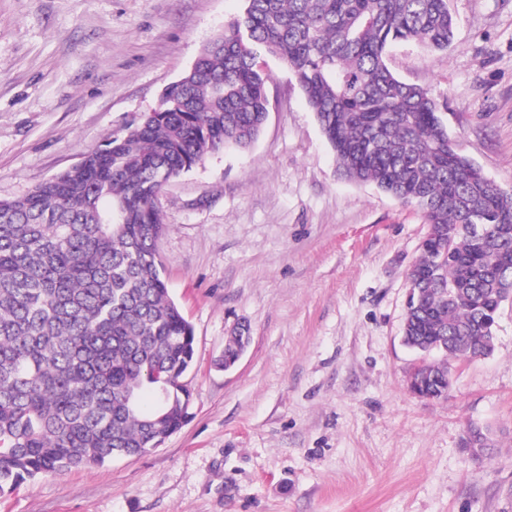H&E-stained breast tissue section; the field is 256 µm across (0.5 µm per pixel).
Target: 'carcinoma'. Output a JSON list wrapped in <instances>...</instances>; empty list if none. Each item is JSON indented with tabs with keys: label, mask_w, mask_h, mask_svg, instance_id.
I'll use <instances>...</instances> for the list:
<instances>
[{
	"label": "carcinoma",
	"mask_w": 512,
	"mask_h": 512,
	"mask_svg": "<svg viewBox=\"0 0 512 512\" xmlns=\"http://www.w3.org/2000/svg\"><path fill=\"white\" fill-rule=\"evenodd\" d=\"M157 107L104 149L0 200V494L160 447L183 425L194 330L156 255L169 180L248 148L268 112L257 49L292 70L343 174L421 209L409 334L444 341L420 372L484 355L512 287V196L455 149L429 89L387 48L445 51L448 0H245Z\"/></svg>",
	"instance_id": "1"
}]
</instances>
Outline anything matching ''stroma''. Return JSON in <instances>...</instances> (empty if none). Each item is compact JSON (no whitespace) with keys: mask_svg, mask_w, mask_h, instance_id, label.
I'll return each instance as SVG.
<instances>
[{"mask_svg":"<svg viewBox=\"0 0 512 512\" xmlns=\"http://www.w3.org/2000/svg\"><path fill=\"white\" fill-rule=\"evenodd\" d=\"M448 50L392 44L458 151L512 194V0H448ZM245 0H0V200L25 196L158 104ZM268 117L160 198L156 243L194 328L184 426L158 448L0 496V512H512V301L446 398L407 388L401 341L424 214L348 180L293 74L258 52ZM240 323L250 342L216 368ZM489 450H463L468 429Z\"/></svg>","mask_w":512,"mask_h":512,"instance_id":"stroma-1","label":"stroma"}]
</instances>
